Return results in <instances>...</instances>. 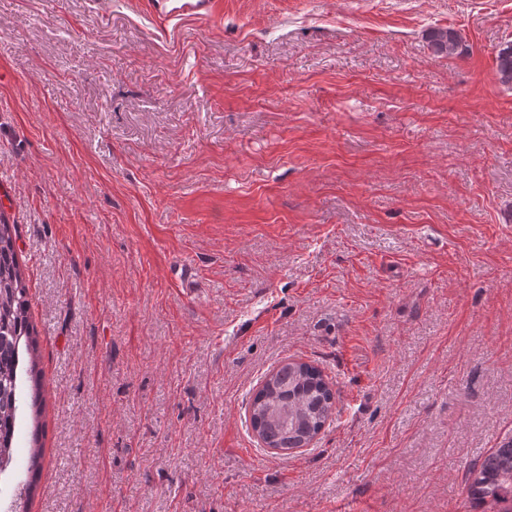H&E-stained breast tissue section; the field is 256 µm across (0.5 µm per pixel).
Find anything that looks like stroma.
<instances>
[{
	"label": "stroma",
	"mask_w": 512,
	"mask_h": 512,
	"mask_svg": "<svg viewBox=\"0 0 512 512\" xmlns=\"http://www.w3.org/2000/svg\"><path fill=\"white\" fill-rule=\"evenodd\" d=\"M506 39L512 0H0L45 391L0 512H477L466 472L512 434ZM287 359L336 412L282 456L248 402ZM177 5L158 14L170 22L186 16H212L216 10V0H177ZM425 39L434 56L454 57L463 52L462 37L452 27L431 26L425 32ZM496 71L501 85L512 89V40L501 42L496 49Z\"/></svg>",
	"instance_id": "35a3bbf8"
}]
</instances>
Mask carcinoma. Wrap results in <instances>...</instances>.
Segmentation results:
<instances>
[{"instance_id":"obj_1","label":"carcinoma","mask_w":512,"mask_h":512,"mask_svg":"<svg viewBox=\"0 0 512 512\" xmlns=\"http://www.w3.org/2000/svg\"><path fill=\"white\" fill-rule=\"evenodd\" d=\"M425 39L436 57L462 54L463 41L452 27L431 26ZM501 85L512 89V40L500 43L495 55ZM29 288L21 267L16 225L0 213V474L12 461L21 381L31 383V406L41 413V370ZM335 398L322 371L307 363L287 361L252 397L250 422L282 455L311 444L334 411ZM467 497L492 512H512V435L490 449L466 475Z\"/></svg>"}]
</instances>
